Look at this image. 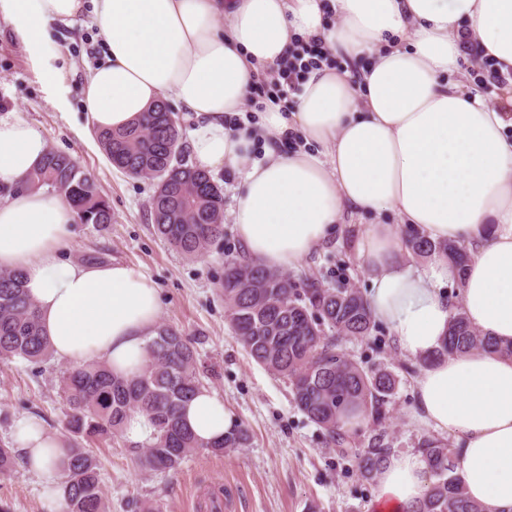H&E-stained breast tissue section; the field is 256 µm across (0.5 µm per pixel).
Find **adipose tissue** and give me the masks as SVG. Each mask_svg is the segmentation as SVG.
<instances>
[{"label": "adipose tissue", "mask_w": 512, "mask_h": 512, "mask_svg": "<svg viewBox=\"0 0 512 512\" xmlns=\"http://www.w3.org/2000/svg\"><path fill=\"white\" fill-rule=\"evenodd\" d=\"M85 12L106 50L85 80L88 124L116 131L167 98L188 112L193 165L238 180L233 223L251 260L295 265L343 216L362 219L356 253L373 273L372 313L425 362L415 382L423 421L452 435L469 497L485 512H512V359L433 356L450 315L440 287L455 278L471 325L512 341V113L492 106L468 70L491 59L512 72V0H0L34 56L50 24ZM296 36L321 38L337 67L312 70L293 111L273 104L257 125L226 124ZM297 135L302 144L282 151ZM49 150L25 120L0 117V269L23 272L56 357L137 377L159 290L127 263L61 259L76 213L60 192L25 184ZM400 223L467 246L465 271L440 258L422 270L403 263ZM182 418L204 442L234 427L206 389ZM12 438L56 503L63 436L22 417ZM426 484L421 454L391 456L376 503L405 512Z\"/></svg>", "instance_id": "ef3b65f1"}]
</instances>
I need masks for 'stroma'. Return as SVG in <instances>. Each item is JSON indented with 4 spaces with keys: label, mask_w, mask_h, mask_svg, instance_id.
<instances>
[{
    "label": "stroma",
    "mask_w": 512,
    "mask_h": 512,
    "mask_svg": "<svg viewBox=\"0 0 512 512\" xmlns=\"http://www.w3.org/2000/svg\"><path fill=\"white\" fill-rule=\"evenodd\" d=\"M50 37V55L34 63L10 22L0 17V117L25 119L53 151L74 158L112 208L106 227L75 225L62 257L121 261L150 276L160 294L161 322L190 340L206 389L223 399L237 428L248 435L246 447L220 456L202 450L166 472L145 469L127 438L94 445L111 512H140L147 501L162 512H199L203 494L219 489L227 512H378L375 481L360 475L354 457L336 453L323 430L295 406L289 382L255 363L231 332L224 269L244 257L234 224L225 222L223 240L195 258L156 234L152 182L113 167L87 124L84 80L103 55L95 28L82 16L53 26ZM358 230L351 218L335 225L325 245L288 268V275L367 292L371 273L355 252ZM342 348L366 370L396 376L385 421L388 440L394 452L414 451L432 433L420 419L414 394L420 360L404 355L383 323L370 338L345 341ZM70 368L54 357L41 364L21 358L0 363V445H11L12 427L22 416L64 432L68 406L59 380ZM0 500L10 502L13 512H48L35 477L20 461L0 474Z\"/></svg>",
    "instance_id": "stroma-1"
}]
</instances>
